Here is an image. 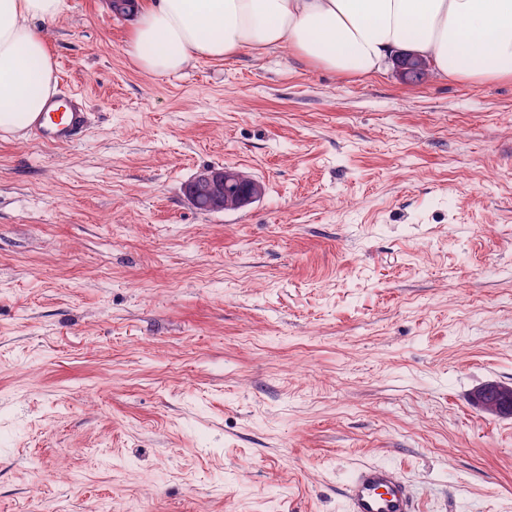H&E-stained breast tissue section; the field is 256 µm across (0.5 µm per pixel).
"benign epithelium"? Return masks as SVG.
<instances>
[{
  "label": "benign epithelium",
  "mask_w": 512,
  "mask_h": 512,
  "mask_svg": "<svg viewBox=\"0 0 512 512\" xmlns=\"http://www.w3.org/2000/svg\"><path fill=\"white\" fill-rule=\"evenodd\" d=\"M395 67L403 79L413 75L424 78L430 63L416 54L402 53L395 58ZM264 193L263 183L248 173L223 167L201 171L185 190L190 204L206 212L240 209L260 200ZM472 400L488 416H512L511 385L484 384L473 391Z\"/></svg>",
  "instance_id": "obj_1"
}]
</instances>
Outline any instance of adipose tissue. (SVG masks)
<instances>
[{
  "label": "adipose tissue",
  "mask_w": 512,
  "mask_h": 512,
  "mask_svg": "<svg viewBox=\"0 0 512 512\" xmlns=\"http://www.w3.org/2000/svg\"><path fill=\"white\" fill-rule=\"evenodd\" d=\"M67 0H0V131L44 112L57 79L43 26ZM128 52L146 71L286 47L338 74L380 72L392 51L453 80L512 79V0H135Z\"/></svg>",
  "instance_id": "1"
}]
</instances>
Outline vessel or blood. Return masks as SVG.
I'll return each mask as SVG.
<instances>
[{"label": "vessel or blood", "mask_w": 512, "mask_h": 512, "mask_svg": "<svg viewBox=\"0 0 512 512\" xmlns=\"http://www.w3.org/2000/svg\"><path fill=\"white\" fill-rule=\"evenodd\" d=\"M88 122L81 93L72 91L53 98L33 122L44 143L71 142ZM348 512H420L418 501L398 468L370 464L354 471L344 488Z\"/></svg>", "instance_id": "vessel-or-blood-1"}]
</instances>
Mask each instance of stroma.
<instances>
[{"instance_id":"1","label":"stroma","mask_w":512,"mask_h":512,"mask_svg":"<svg viewBox=\"0 0 512 512\" xmlns=\"http://www.w3.org/2000/svg\"><path fill=\"white\" fill-rule=\"evenodd\" d=\"M46 25L71 144L0 134V512H512V80L285 48L142 70L112 0ZM265 186L193 208L210 167ZM472 400L488 416H512L511 385L494 382L484 384L473 391ZM348 512H420L398 468L370 464L354 471L344 488Z\"/></svg>"}]
</instances>
